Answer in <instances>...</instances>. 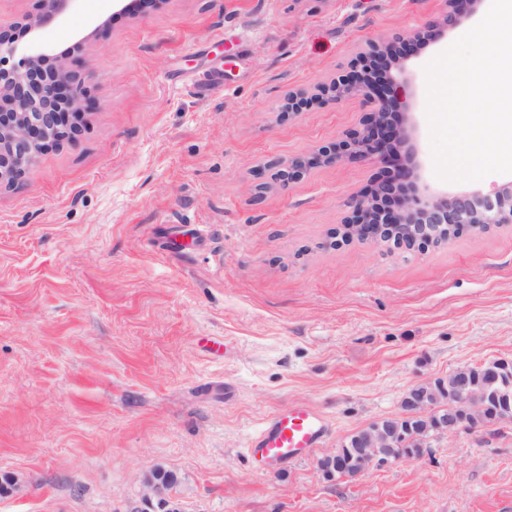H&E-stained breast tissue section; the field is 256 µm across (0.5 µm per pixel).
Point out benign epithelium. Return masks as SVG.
Returning <instances> with one entry per match:
<instances>
[{"label": "benign epithelium", "mask_w": 512, "mask_h": 512, "mask_svg": "<svg viewBox=\"0 0 512 512\" xmlns=\"http://www.w3.org/2000/svg\"><path fill=\"white\" fill-rule=\"evenodd\" d=\"M43 13L24 23L28 33L65 14L75 0H41ZM482 0H446L447 18L432 21L408 35L370 43L362 52L368 63L324 84L315 97L339 102L362 96L371 105L360 127L333 150L322 149L300 157L272 160L267 167L273 178L290 183L309 170L335 164L345 157L376 158L393 169L395 179L381 181L367 190L353 205L341 239L357 237L386 244L390 250H412L441 244L463 229L486 232L512 224V182L487 191L455 195L432 189L420 181V163L411 145L410 113L415 94L410 70L418 47L436 43L456 19ZM83 79L71 72L64 54L33 49L17 56L15 39L0 28V186H12L31 171L37 156L49 145L71 140L77 130L73 119L82 107ZM465 416L437 426L438 433L459 431L468 423L476 428L485 423V400L466 401ZM389 435L378 431L367 436L362 449V472L381 468L392 459L377 449L386 447Z\"/></svg>", "instance_id": "benign-epithelium-1"}]
</instances>
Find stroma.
<instances>
[{"label": "stroma", "mask_w": 512, "mask_h": 512, "mask_svg": "<svg viewBox=\"0 0 512 512\" xmlns=\"http://www.w3.org/2000/svg\"><path fill=\"white\" fill-rule=\"evenodd\" d=\"M444 0H74L27 34L84 80L80 130L0 188V512H512V421L416 459L325 478L323 458L402 412L415 385L512 361V224L387 253L335 242L389 170L343 159L281 185L265 164L336 147L368 103L316 98L366 45L440 20ZM413 57L420 175H435ZM309 105L287 114L289 92ZM313 407L333 429L284 470L251 436Z\"/></svg>", "instance_id": "1"}]
</instances>
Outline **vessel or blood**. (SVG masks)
<instances>
[{"label": "vessel or blood", "instance_id": "obj_1", "mask_svg": "<svg viewBox=\"0 0 512 512\" xmlns=\"http://www.w3.org/2000/svg\"><path fill=\"white\" fill-rule=\"evenodd\" d=\"M330 432L325 416L295 405L269 415L253 434L250 446L270 468H283L309 455Z\"/></svg>", "mask_w": 512, "mask_h": 512}]
</instances>
